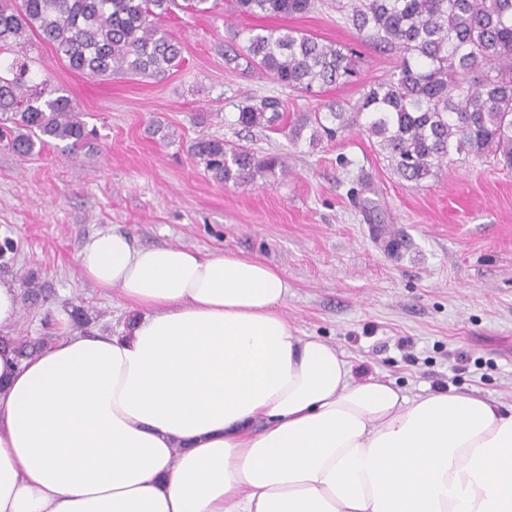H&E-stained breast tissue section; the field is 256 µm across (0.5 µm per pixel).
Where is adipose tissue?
<instances>
[{
    "mask_svg": "<svg viewBox=\"0 0 512 512\" xmlns=\"http://www.w3.org/2000/svg\"><path fill=\"white\" fill-rule=\"evenodd\" d=\"M78 269L140 316L0 350V512H512V405L356 375L277 268L105 230Z\"/></svg>",
    "mask_w": 512,
    "mask_h": 512,
    "instance_id": "ef3b65f1",
    "label": "adipose tissue"
}]
</instances>
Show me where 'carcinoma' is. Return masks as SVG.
<instances>
[{"instance_id": "carcinoma-1", "label": "carcinoma", "mask_w": 512, "mask_h": 512, "mask_svg": "<svg viewBox=\"0 0 512 512\" xmlns=\"http://www.w3.org/2000/svg\"><path fill=\"white\" fill-rule=\"evenodd\" d=\"M253 17L312 12L318 0H228ZM218 0H0V53L14 55L0 75V141L17 155L63 142L74 154L97 147L75 100L56 94L48 80L31 83L28 33L52 45L67 66L90 76L156 77L176 65L181 47L161 20L178 9L207 13ZM336 10L357 36L396 48L401 60L388 79L370 86L356 102L328 105L291 127L310 140L358 128L378 139L394 172L416 184L454 163V156L494 157L512 167V0H336ZM225 65L269 76L293 92L314 96L345 83L358 56L344 46L288 29L249 31L241 50H224ZM285 112L277 97L251 99L237 124L279 129ZM188 154L224 183H248L258 174L287 172L279 155L260 156L244 145L202 135ZM42 340L0 338V349L20 360L40 350Z\"/></svg>"}]
</instances>
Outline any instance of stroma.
I'll list each match as a JSON object with an SVG mask.
<instances>
[{
    "label": "stroma",
    "instance_id": "obj_1",
    "mask_svg": "<svg viewBox=\"0 0 512 512\" xmlns=\"http://www.w3.org/2000/svg\"><path fill=\"white\" fill-rule=\"evenodd\" d=\"M163 27L180 42L178 63L156 78L71 71L46 44L32 53L34 80L73 95L99 149L21 157L0 142V276L34 274L44 302H23L11 335L35 340L72 329L116 332L132 314L78 273V254L98 231L137 246L227 249L281 269L284 314L299 336L342 351L355 373L391 380L415 396L447 386L512 404V169L460 156L437 176L401 179L373 138L356 129L310 143L287 132L303 113L355 102L389 77L397 51L359 42L335 9L243 16L226 4L175 12ZM297 29L357 50L358 81L304 97L272 78L232 72L224 48L250 29ZM285 101L284 131L246 129L251 97ZM277 154L286 174L221 183L187 152L199 134ZM376 202L382 225L360 200Z\"/></svg>",
    "mask_w": 512,
    "mask_h": 512
}]
</instances>
